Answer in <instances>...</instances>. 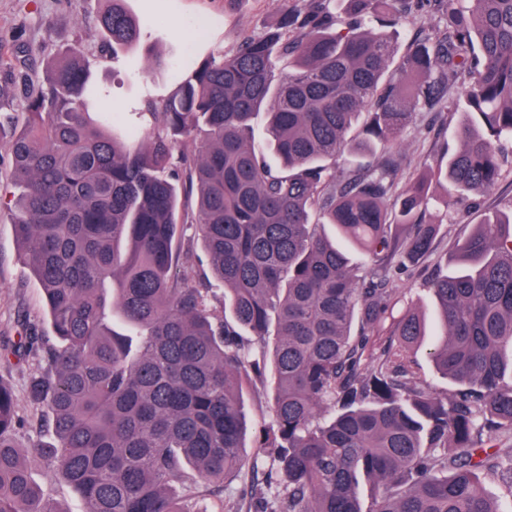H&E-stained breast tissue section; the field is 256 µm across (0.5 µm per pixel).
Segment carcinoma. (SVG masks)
Here are the masks:
<instances>
[{
  "label": "carcinoma",
  "mask_w": 512,
  "mask_h": 512,
  "mask_svg": "<svg viewBox=\"0 0 512 512\" xmlns=\"http://www.w3.org/2000/svg\"><path fill=\"white\" fill-rule=\"evenodd\" d=\"M426 1L443 25L390 70L392 31ZM110 2L98 23L115 54L140 29ZM304 2L176 71L143 133L122 124L76 45L44 81L18 74L12 224L46 314L21 320L11 354L42 351L27 398L52 441L18 446L0 383V512H66L32 480L30 454L85 512H195L198 489L245 464L253 375L269 377L273 407L257 443L275 465L248 491L259 512H505L483 479L512 494V456L495 448L512 435V198L429 282L436 331L415 310L394 316V282L440 230L423 220L425 180L473 203L512 156V0H345L343 23L328 0ZM461 74L455 147L398 185L400 155L376 145H402L416 111H444ZM261 112L274 168L255 139ZM189 229L228 318L189 281ZM427 337L451 399L407 364Z\"/></svg>",
  "instance_id": "1"
}]
</instances>
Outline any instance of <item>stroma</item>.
<instances>
[{"label": "stroma", "instance_id": "obj_1", "mask_svg": "<svg viewBox=\"0 0 512 512\" xmlns=\"http://www.w3.org/2000/svg\"><path fill=\"white\" fill-rule=\"evenodd\" d=\"M301 0H127V7L142 28L138 47L111 57L102 51L105 38L97 17L104 0H0V52L7 64L0 67V343L17 341L22 328L19 313L37 315L42 309L38 283L23 265L10 219L15 194L8 180L11 118L20 117L24 88L15 78L23 69L42 78L48 61L60 50L79 45L91 63L96 83L107 86L123 114L125 124L138 130L149 128L144 114L146 101L164 98L172 87V74L188 58L204 59L213 50H233L242 34H259L271 23L278 8L300 7ZM460 82L448 85V107L441 114L418 112L402 144V174L417 173L424 159L433 157L450 142L458 125L457 103ZM512 196V169L500 184L480 198L479 205L456 202L448 187L432 183L429 188L427 220L440 225L441 232L432 254L419 266L397 275L399 309L412 308L433 319V296L427 288L432 274L446 270L459 238L475 224L494 214ZM34 360L20 361L0 355V378L8 381L17 402L20 423L16 438L22 445L50 441L49 432H37L40 413L26 399V376ZM254 466L245 465L224 482V491L208 495L200 503L205 512H253L255 505L244 499Z\"/></svg>", "mask_w": 512, "mask_h": 512}]
</instances>
